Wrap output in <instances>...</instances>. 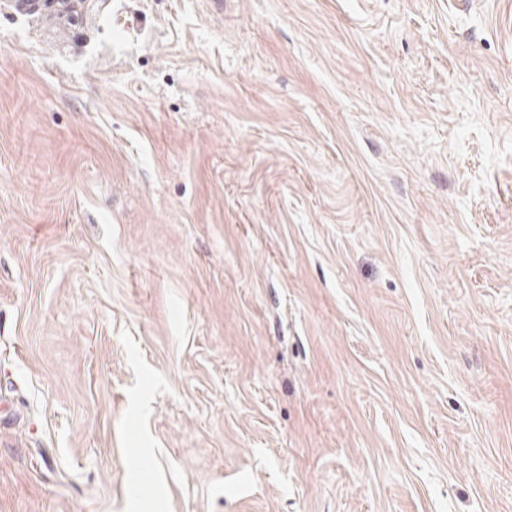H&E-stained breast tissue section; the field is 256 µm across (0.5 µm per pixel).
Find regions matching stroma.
<instances>
[{"instance_id": "35a3bbf8", "label": "stroma", "mask_w": 512, "mask_h": 512, "mask_svg": "<svg viewBox=\"0 0 512 512\" xmlns=\"http://www.w3.org/2000/svg\"><path fill=\"white\" fill-rule=\"evenodd\" d=\"M0 14V512H512V0Z\"/></svg>"}]
</instances>
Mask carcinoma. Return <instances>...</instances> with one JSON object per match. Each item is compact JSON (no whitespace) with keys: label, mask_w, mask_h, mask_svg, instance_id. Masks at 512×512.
<instances>
[{"label":"carcinoma","mask_w":512,"mask_h":512,"mask_svg":"<svg viewBox=\"0 0 512 512\" xmlns=\"http://www.w3.org/2000/svg\"><path fill=\"white\" fill-rule=\"evenodd\" d=\"M0 7L52 31L60 39H69L96 14L98 0H0Z\"/></svg>","instance_id":"cac0c4a2"}]
</instances>
